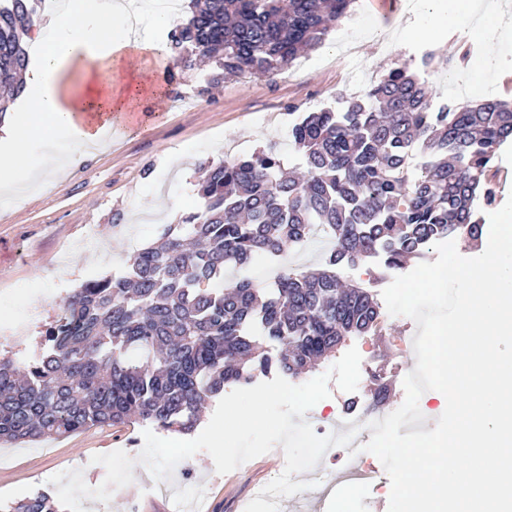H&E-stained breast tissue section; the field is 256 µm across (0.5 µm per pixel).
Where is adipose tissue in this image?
Masks as SVG:
<instances>
[{
    "instance_id": "adipose-tissue-1",
    "label": "adipose tissue",
    "mask_w": 512,
    "mask_h": 512,
    "mask_svg": "<svg viewBox=\"0 0 512 512\" xmlns=\"http://www.w3.org/2000/svg\"><path fill=\"white\" fill-rule=\"evenodd\" d=\"M416 9L431 20L451 25L475 17L485 30L501 14L502 0H416ZM125 11L123 0H64L54 20L39 31L40 58L25 76L27 106L6 130L13 150L6 157L11 176L0 179L1 202L14 200L21 189L42 179V172L22 164L31 143L69 136L83 147L104 145L107 130L126 122L135 100L152 87L142 77L132 87L92 88L87 95L76 96L65 82L67 72L91 64L108 73L139 55L159 66L168 63L160 45L131 41L118 27L117 19Z\"/></svg>"
}]
</instances>
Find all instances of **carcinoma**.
I'll return each mask as SVG.
<instances>
[{
  "instance_id": "obj_1",
  "label": "carcinoma",
  "mask_w": 512,
  "mask_h": 512,
  "mask_svg": "<svg viewBox=\"0 0 512 512\" xmlns=\"http://www.w3.org/2000/svg\"><path fill=\"white\" fill-rule=\"evenodd\" d=\"M42 0H0V122L20 96ZM352 0H191L171 45L214 59V84L273 76L319 45ZM512 137V104L445 102L393 68L360 96L305 112L289 130L297 172L270 145L199 167V208L137 250L120 277L62 301L38 357L0 355V442L55 439L91 427L192 430L224 387L254 374L299 376L347 338L376 329L372 293L336 268L378 258L400 269L443 237L481 232L488 172ZM321 229L336 240L315 273L284 269L268 289L227 277L284 254ZM279 340L275 355L254 334ZM0 512H60L38 492Z\"/></svg>"
}]
</instances>
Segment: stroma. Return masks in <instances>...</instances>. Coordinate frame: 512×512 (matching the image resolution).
<instances>
[{"instance_id":"obj_1","label":"stroma","mask_w":512,"mask_h":512,"mask_svg":"<svg viewBox=\"0 0 512 512\" xmlns=\"http://www.w3.org/2000/svg\"><path fill=\"white\" fill-rule=\"evenodd\" d=\"M420 44L437 54L425 76L434 95L445 93L448 81L466 80L469 100L484 98L490 86L497 87L498 98L512 100L503 87L512 76V37L500 42L492 71L484 72L478 63L487 47L470 25L428 28L419 14L406 13L404 0H389L383 12L355 0L350 16L337 21L321 45L273 77L230 78L211 90L207 70L178 66L161 94L140 99L132 128L120 130L107 149L85 154L70 138L33 143L28 164H45L55 151L76 161L65 174L0 205V324L25 326L27 334L23 341L0 335V353H38L43 330L74 288L123 275L136 250L195 211L199 164L271 144L291 160L288 128L300 113L359 95L392 68L419 70ZM466 49L471 66L447 71L445 58H460ZM382 319L380 335L345 341L372 353L361 361L354 393L363 405L375 399L372 369L388 372L397 364L392 337L418 331L409 317L386 313ZM143 432L136 423L121 430L98 426L50 441L46 453L34 441L10 445L0 456V500L16 502L46 490L65 512H170L166 496L145 486L146 467L114 471L116 455L129 441H142ZM183 465L193 477H205L207 512H238L208 453Z\"/></svg>"}]
</instances>
